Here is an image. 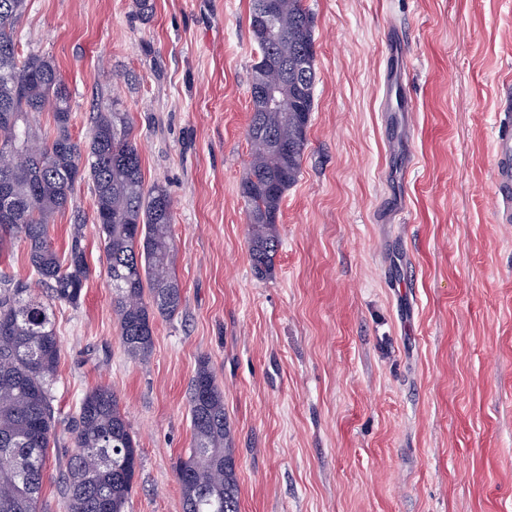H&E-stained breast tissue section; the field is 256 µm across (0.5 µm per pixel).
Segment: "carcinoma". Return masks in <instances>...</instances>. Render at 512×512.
Masks as SVG:
<instances>
[{"label":"carcinoma","instance_id":"carcinoma-1","mask_svg":"<svg viewBox=\"0 0 512 512\" xmlns=\"http://www.w3.org/2000/svg\"><path fill=\"white\" fill-rule=\"evenodd\" d=\"M266 3L275 10L272 37L265 36L259 19ZM26 7L27 0H0V195L7 194L10 203L9 214L0 213V251L14 239L25 242L44 294L0 274V512H42L40 493L56 427L52 386L60 346L54 307L78 305L89 276L83 225H73L62 253L49 228L77 185H93L112 310L130 357L149 358L154 315L176 312L183 300L172 201L162 185L145 186L128 113L97 112L87 140L72 136L60 71L46 57L18 52L17 24ZM249 28L259 60L247 130L253 152L240 194L251 265L263 276L281 246V201L301 173L316 68L304 0H252ZM262 86L277 91V107L256 94ZM43 112L53 117L50 137L35 123ZM188 405L193 444L176 471L183 512H239L224 391L205 358L192 378ZM72 438L74 451L61 474L66 512H126L140 452L111 387L98 386L81 399Z\"/></svg>","mask_w":512,"mask_h":512}]
</instances>
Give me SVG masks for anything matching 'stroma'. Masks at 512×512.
<instances>
[{"label":"stroma","instance_id":"obj_1","mask_svg":"<svg viewBox=\"0 0 512 512\" xmlns=\"http://www.w3.org/2000/svg\"><path fill=\"white\" fill-rule=\"evenodd\" d=\"M28 0L21 53L51 59L71 132L127 113L146 185L173 204L183 302L150 358L124 350L90 184V275L55 308L57 431L41 490L64 512L76 407L111 386L139 442L128 512H182L200 357L224 389L240 512H512V223L494 141L512 98V0H305L317 79L281 247L257 276L240 184L256 53L251 0ZM409 58L398 91L390 37Z\"/></svg>","mask_w":512,"mask_h":512}]
</instances>
